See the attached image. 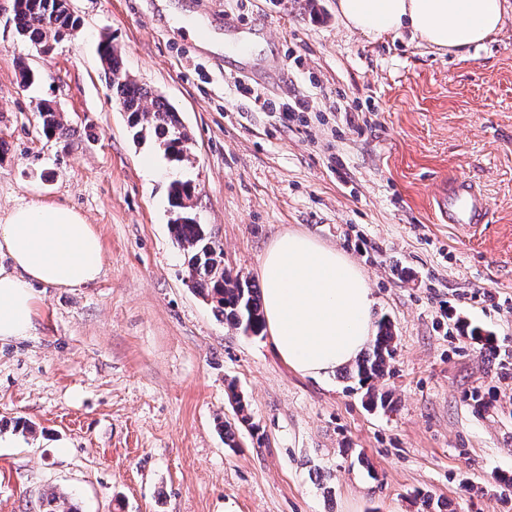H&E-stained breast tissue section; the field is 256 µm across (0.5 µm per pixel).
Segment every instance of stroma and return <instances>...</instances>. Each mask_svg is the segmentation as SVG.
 Here are the masks:
<instances>
[{
    "label": "stroma",
    "mask_w": 512,
    "mask_h": 512,
    "mask_svg": "<svg viewBox=\"0 0 512 512\" xmlns=\"http://www.w3.org/2000/svg\"><path fill=\"white\" fill-rule=\"evenodd\" d=\"M72 8L77 34L46 55L0 0V214L73 207L103 250L96 282L36 287L30 336L0 341V512L50 492L80 512H512L497 482L512 476V15L461 57L406 30L367 38L336 0ZM200 27L246 58L202 47ZM106 34L178 112L182 161L134 139L99 58ZM44 99L69 138L43 134ZM295 99L307 110L266 107ZM455 179L487 195L477 229L439 220L434 195ZM176 180L195 185L197 220L240 278L258 281L288 231L363 270L395 336L377 383L388 408L216 316L170 232ZM231 381L252 416L234 448L216 427L236 419Z\"/></svg>",
    "instance_id": "stroma-1"
}]
</instances>
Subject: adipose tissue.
I'll use <instances>...</instances> for the list:
<instances>
[{"mask_svg": "<svg viewBox=\"0 0 512 512\" xmlns=\"http://www.w3.org/2000/svg\"><path fill=\"white\" fill-rule=\"evenodd\" d=\"M346 27L374 37L409 30L429 46L463 54L496 35L506 0H337ZM0 340L29 336L35 286L79 288L103 267L100 237L81 213L58 203L27 202L0 217ZM265 324L295 371L328 375L354 363L371 341L374 300L362 270L343 252L308 234L287 232L259 269Z\"/></svg>", "mask_w": 512, "mask_h": 512, "instance_id": "adipose-tissue-1", "label": "adipose tissue"}]
</instances>
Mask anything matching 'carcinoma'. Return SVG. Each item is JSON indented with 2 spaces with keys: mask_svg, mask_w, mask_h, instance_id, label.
<instances>
[{
  "mask_svg": "<svg viewBox=\"0 0 512 512\" xmlns=\"http://www.w3.org/2000/svg\"><path fill=\"white\" fill-rule=\"evenodd\" d=\"M14 20L17 33L40 48L75 35L80 25L69 0H20ZM99 56L104 69L115 76L112 91L127 115L133 136L154 138L168 157L174 160L183 157L189 137L178 112L129 76L111 39L101 41ZM38 112L44 134L60 139L68 137L70 128L63 113L46 102ZM193 193L195 186L188 181L172 183L168 197L173 212H184V202ZM171 228L175 241L187 252L189 278L198 294L210 301L217 314L231 326L254 336L261 335L265 328L261 289L224 269V249L195 218L190 216L182 221L175 218ZM394 351L392 325L382 319L368 352L356 361L354 368V377L368 385L369 400L374 405L390 404L388 394L375 390L371 382L384 376Z\"/></svg>",
  "mask_w": 512,
  "mask_h": 512,
  "instance_id": "1",
  "label": "carcinoma"
}]
</instances>
